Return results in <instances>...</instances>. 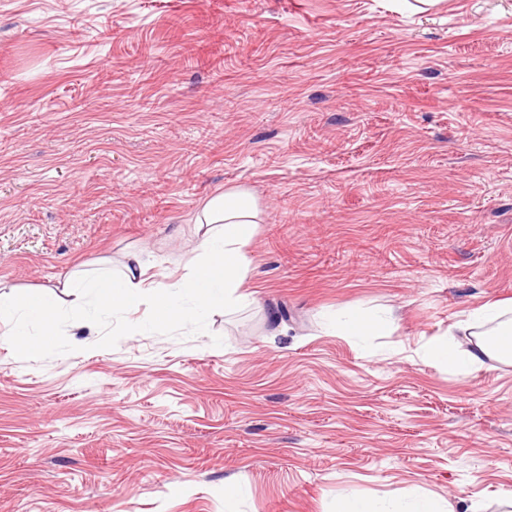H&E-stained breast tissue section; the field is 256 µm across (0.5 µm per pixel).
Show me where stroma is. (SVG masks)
Segmentation results:
<instances>
[{
    "mask_svg": "<svg viewBox=\"0 0 512 512\" xmlns=\"http://www.w3.org/2000/svg\"><path fill=\"white\" fill-rule=\"evenodd\" d=\"M262 222L203 328L74 319L76 267L183 278L204 201ZM0 512H328L419 487L502 512L512 365L419 350L512 300V0H0ZM371 307L361 343L322 314ZM234 483L241 496H225ZM54 317V304L47 294L0 292V323L10 326L6 338L18 351L50 348Z\"/></svg>",
    "mask_w": 512,
    "mask_h": 512,
    "instance_id": "obj_1",
    "label": "stroma"
}]
</instances>
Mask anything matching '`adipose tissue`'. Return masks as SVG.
I'll return each instance as SVG.
<instances>
[{
  "label": "adipose tissue",
  "mask_w": 512,
  "mask_h": 512,
  "mask_svg": "<svg viewBox=\"0 0 512 512\" xmlns=\"http://www.w3.org/2000/svg\"><path fill=\"white\" fill-rule=\"evenodd\" d=\"M261 221L253 195L243 188H230L208 198L195 219L196 244L188 263L189 275L178 287L165 283L147 285L146 266L140 253H128L119 269L107 264L72 272L62 283L64 292L93 296L95 303L112 313L128 312L143 302L152 306L157 325L200 324L214 308L239 304V288L250 271L246 249ZM55 308L51 298L31 290L22 294L0 292V323L7 325V337L21 352L46 349L54 343ZM329 325L337 334L366 339L385 336L394 321L371 308L347 309L330 314ZM469 334L468 347L455 337L433 339L421 347L424 358L465 378L482 369L488 359L512 361V304L487 301L458 321ZM330 512H457L418 491L381 500H367L356 493L337 492Z\"/></svg>",
  "instance_id": "obj_1"
}]
</instances>
